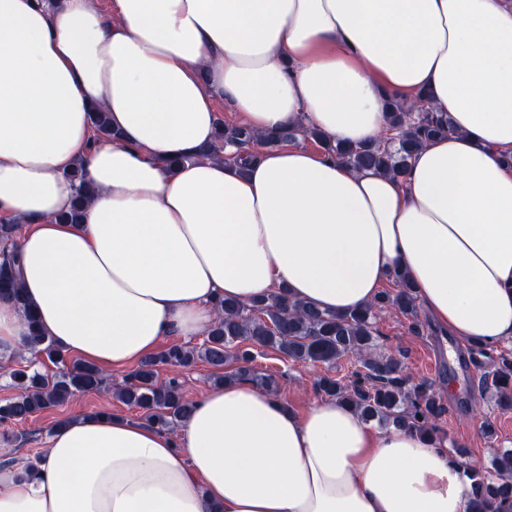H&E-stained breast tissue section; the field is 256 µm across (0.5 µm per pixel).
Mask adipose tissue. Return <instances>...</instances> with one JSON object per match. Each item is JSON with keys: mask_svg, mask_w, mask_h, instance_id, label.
Segmentation results:
<instances>
[{"mask_svg": "<svg viewBox=\"0 0 512 512\" xmlns=\"http://www.w3.org/2000/svg\"><path fill=\"white\" fill-rule=\"evenodd\" d=\"M427 96L454 134L404 177L286 142L199 157L217 104L267 135L359 144ZM104 105L117 136L96 139ZM83 160L94 194L59 222ZM0 216L45 332L129 366L279 289L342 315L395 271L457 339L512 342V0H0ZM445 444L333 399L298 412L238 380L176 433L121 415L55 428L0 470V512H471Z\"/></svg>", "mask_w": 512, "mask_h": 512, "instance_id": "adipose-tissue-1", "label": "adipose tissue"}]
</instances>
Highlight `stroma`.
<instances>
[{
	"label": "stroma",
	"instance_id": "1",
	"mask_svg": "<svg viewBox=\"0 0 512 512\" xmlns=\"http://www.w3.org/2000/svg\"><path fill=\"white\" fill-rule=\"evenodd\" d=\"M411 322V316L398 311L380 314L375 323L379 352L399 357L414 382L425 381L440 394H454L461 408L447 412L440 423L449 453L462 466L491 467L496 453L512 449V409L499 407L494 396L479 391L478 382L484 372L493 369L500 353L512 351V342L486 348L472 372L451 375L430 367L431 358L445 354L447 331L434 324L417 335L410 329ZM255 367L275 373L280 398L303 410L321 397L315 386L317 379L324 375L342 377L350 364L344 359L330 364L300 363L265 349L257 356ZM126 374L123 368L107 372V386L101 391L77 393L63 405L37 413L25 422L0 426V458L8 455L33 461L43 452L56 422L79 414H121L139 421V410L124 405L112 394L113 386L120 384Z\"/></svg>",
	"mask_w": 512,
	"mask_h": 512
}]
</instances>
